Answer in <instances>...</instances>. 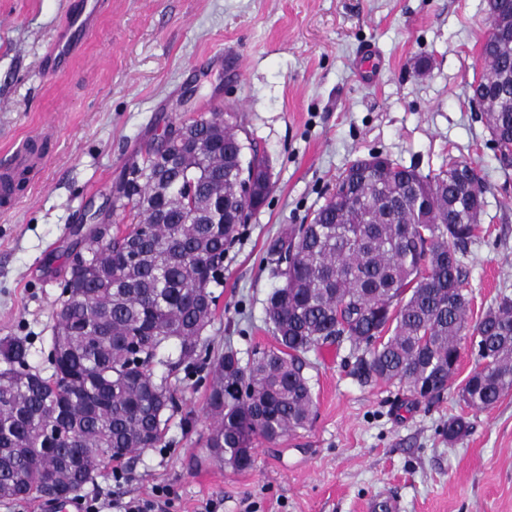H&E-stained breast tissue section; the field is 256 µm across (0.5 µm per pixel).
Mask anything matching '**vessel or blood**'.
Listing matches in <instances>:
<instances>
[{
  "mask_svg": "<svg viewBox=\"0 0 512 512\" xmlns=\"http://www.w3.org/2000/svg\"><path fill=\"white\" fill-rule=\"evenodd\" d=\"M106 0H72L64 22L54 33L51 52L45 62L48 72L70 70L85 48L88 36L97 27ZM41 159L32 151L17 150L13 159L0 164V201L11 204L13 185L19 173L36 169Z\"/></svg>",
  "mask_w": 512,
  "mask_h": 512,
  "instance_id": "vessel-or-blood-1",
  "label": "vessel or blood"
}]
</instances>
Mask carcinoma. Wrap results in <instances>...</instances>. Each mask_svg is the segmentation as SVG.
<instances>
[{"mask_svg":"<svg viewBox=\"0 0 512 512\" xmlns=\"http://www.w3.org/2000/svg\"><path fill=\"white\" fill-rule=\"evenodd\" d=\"M480 57L502 167L512 156V40L484 39ZM235 112L171 123L125 164L112 183L108 216L67 253L51 339L54 372L28 364L24 341L0 346V488L24 500L60 502L108 465L166 446L177 402L155 378L159 352L200 365L212 382L206 409L208 457L234 470L252 466L258 439L275 441L310 421L314 396L302 355L350 343L364 384L405 386L432 401L450 389L459 343L481 333L479 367L458 396L488 409L512 391V295L503 293L474 324L464 263L478 237L486 187L470 163L424 175L386 157L353 160L303 224L271 240L280 279L265 303L277 347L242 361L210 354L205 336L224 287V256L239 228L265 203L252 170L271 173ZM470 422L448 417L452 444Z\"/></svg>","mask_w":512,"mask_h":512,"instance_id":"cac0c4a2","label":"carcinoma"}]
</instances>
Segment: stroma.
<instances>
[{"label":"stroma","instance_id":"1","mask_svg":"<svg viewBox=\"0 0 512 512\" xmlns=\"http://www.w3.org/2000/svg\"><path fill=\"white\" fill-rule=\"evenodd\" d=\"M487 0H112L68 73L44 57L69 0H0V159L40 139L48 162L0 209V340L25 339L50 376L55 311L70 228L97 210L123 165L176 119L214 109L242 116L273 189L224 258L206 331L213 352L245 358L275 347L265 302L275 286L269 240L332 193L355 159L378 154L426 173L471 163L486 187L482 231L469 245L470 320L512 294V168L502 169L471 102L488 32ZM309 425L258 441L251 468L204 448L208 380L156 365L178 399L167 445L134 453L123 479L87 493L150 497L170 512H512V395L486 410L455 391L435 403L405 388L360 384L349 344L306 354ZM472 423L448 444L449 416Z\"/></svg>","mask_w":512,"mask_h":512}]
</instances>
